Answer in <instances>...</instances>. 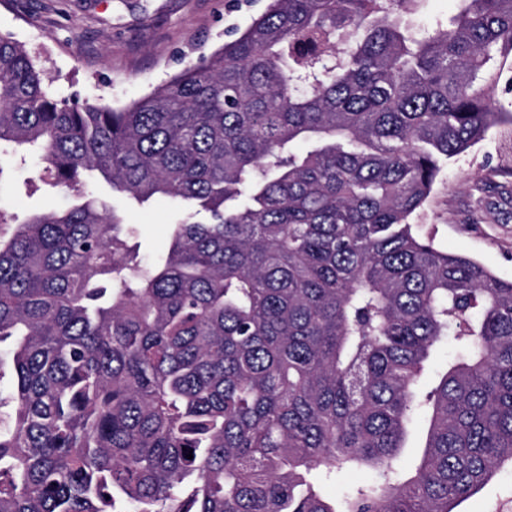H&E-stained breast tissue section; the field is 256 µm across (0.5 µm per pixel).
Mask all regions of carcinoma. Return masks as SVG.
Here are the masks:
<instances>
[{
	"instance_id": "cac0c4a2",
	"label": "carcinoma",
	"mask_w": 512,
	"mask_h": 512,
	"mask_svg": "<svg viewBox=\"0 0 512 512\" xmlns=\"http://www.w3.org/2000/svg\"><path fill=\"white\" fill-rule=\"evenodd\" d=\"M418 2L270 0L122 108L58 97L0 33V158L74 194L0 210V512H454L512 464V281L410 222L509 121L512 0L430 26ZM93 172L182 207L166 253L127 249ZM342 469L374 480L338 504L312 475ZM425 423L421 415L418 416L416 423L411 429L407 447L404 450V462L407 469L413 468L416 458L421 450L422 435L424 432Z\"/></svg>"
}]
</instances>
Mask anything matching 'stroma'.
<instances>
[{
	"instance_id": "obj_1",
	"label": "stroma",
	"mask_w": 512,
	"mask_h": 512,
	"mask_svg": "<svg viewBox=\"0 0 512 512\" xmlns=\"http://www.w3.org/2000/svg\"><path fill=\"white\" fill-rule=\"evenodd\" d=\"M267 5L268 0H0V32L25 46L59 96L120 107L222 46ZM41 167L32 155L0 168L1 209L24 219L69 204V193L38 184ZM115 206L140 257L149 261L166 252L178 217L173 201L157 197L131 209L119 199ZM412 221L437 247L512 281V124L492 129L449 160ZM508 500L512 466L455 512H496Z\"/></svg>"
}]
</instances>
